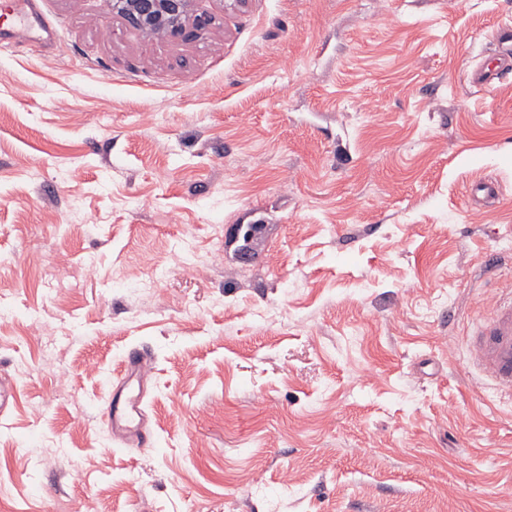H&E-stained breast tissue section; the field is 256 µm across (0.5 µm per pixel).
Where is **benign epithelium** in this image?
Returning a JSON list of instances; mask_svg holds the SVG:
<instances>
[{
	"label": "benign epithelium",
	"mask_w": 512,
	"mask_h": 512,
	"mask_svg": "<svg viewBox=\"0 0 512 512\" xmlns=\"http://www.w3.org/2000/svg\"><path fill=\"white\" fill-rule=\"evenodd\" d=\"M112 16L146 34L188 39L211 23L207 14H197L192 0H106Z\"/></svg>",
	"instance_id": "1"
}]
</instances>
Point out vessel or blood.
Here are the masks:
<instances>
[{
	"label": "vessel or blood",
	"mask_w": 512,
	"mask_h": 512,
	"mask_svg": "<svg viewBox=\"0 0 512 512\" xmlns=\"http://www.w3.org/2000/svg\"><path fill=\"white\" fill-rule=\"evenodd\" d=\"M512 75V46L502 45L493 67L478 71L473 81L486 86L496 79ZM484 296L487 306L478 315L470 333L469 358L473 366L498 392L512 395V294L490 289ZM150 363L144 352H130L120 366L118 381L112 386L105 417L113 439L121 444L145 446L147 434L142 423L146 419L143 396L126 395L130 378L147 383Z\"/></svg>",
	"instance_id": "vessel-or-blood-1"
}]
</instances>
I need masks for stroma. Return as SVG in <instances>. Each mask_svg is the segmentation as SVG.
Returning <instances> with one entry per match:
<instances>
[{
    "label": "stroma",
    "instance_id": "35a3bbf8",
    "mask_svg": "<svg viewBox=\"0 0 512 512\" xmlns=\"http://www.w3.org/2000/svg\"><path fill=\"white\" fill-rule=\"evenodd\" d=\"M38 2L52 48L0 24V512H512L467 353L512 288V77L470 82L512 0H195L186 41ZM138 347L143 448L104 417Z\"/></svg>",
    "mask_w": 512,
    "mask_h": 512
}]
</instances>
